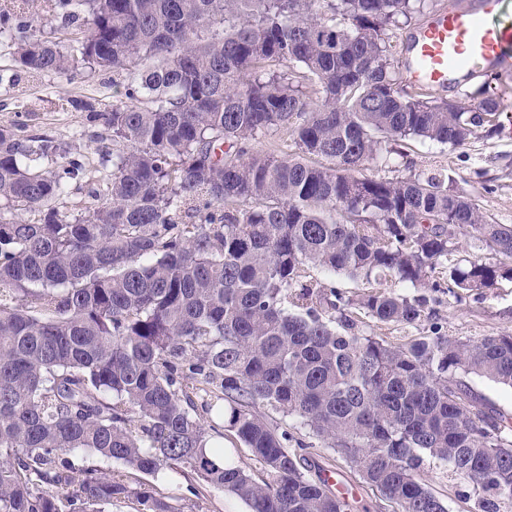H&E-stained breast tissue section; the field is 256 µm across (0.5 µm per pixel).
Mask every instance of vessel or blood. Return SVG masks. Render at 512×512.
Returning a JSON list of instances; mask_svg holds the SVG:
<instances>
[{"instance_id": "b4317fda", "label": "vessel or blood", "mask_w": 512, "mask_h": 512, "mask_svg": "<svg viewBox=\"0 0 512 512\" xmlns=\"http://www.w3.org/2000/svg\"><path fill=\"white\" fill-rule=\"evenodd\" d=\"M501 0L442 7L413 35L406 78L411 88L439 91L467 74L512 61V23L499 15Z\"/></svg>"}]
</instances>
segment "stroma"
<instances>
[{"mask_svg": "<svg viewBox=\"0 0 512 512\" xmlns=\"http://www.w3.org/2000/svg\"><path fill=\"white\" fill-rule=\"evenodd\" d=\"M497 74L492 84H485L477 75L445 93L449 99L467 100L480 90H488L504 106L497 129L478 130L460 147L413 139L399 142L386 158L369 167V176L452 178L453 188L470 197L488 220L512 225V65L498 68ZM121 98L122 89L113 84L108 72L74 82L59 75L39 79L17 76L12 49L7 42H0V126L15 128L20 136L52 134L86 156L91 166H98L100 151L111 149L112 143L101 140L100 123L89 121L86 113L75 110L70 102L92 99L105 106ZM428 297L418 322L382 324L361 315L357 318L359 333L391 342L437 333L462 340L512 333V279L502 278L493 287L457 296L442 288L429 292ZM313 458L324 469L336 471L333 491L346 500L349 512H392L388 502L350 472L331 449L315 447ZM108 467L134 486L171 498L180 512H249L232 493L211 488L191 492L189 479L177 470L146 474L113 461ZM423 475L448 512H474L476 494L468 482L430 458L425 461Z\"/></svg>", "mask_w": 512, "mask_h": 512, "instance_id": "stroma-1", "label": "stroma"}]
</instances>
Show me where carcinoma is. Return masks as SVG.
<instances>
[{"label": "carcinoma", "instance_id": "carcinoma-1", "mask_svg": "<svg viewBox=\"0 0 512 512\" xmlns=\"http://www.w3.org/2000/svg\"><path fill=\"white\" fill-rule=\"evenodd\" d=\"M429 0H0L17 72L70 80L110 70L124 100L95 111L113 149L80 214L58 202L85 170L50 135L0 128V512H178L88 450L140 472L187 469L250 512H348L309 474L313 444L393 512H447L423 454L512 512V423L465 383L512 388V334L389 343L354 312L413 324L427 304L392 290L347 297L304 279L448 292L512 267L448 266L458 236L512 259L494 224L436 177L364 174L392 142L463 146L495 98L406 91L384 31ZM297 152L255 148L262 135ZM68 161L50 170L52 157ZM338 315L340 327L323 314ZM227 427L259 478L208 448ZM56 488L49 493L43 486ZM305 275L307 276L306 280L317 279L321 282L328 283L335 286L337 290L344 293L346 296L350 297L375 289L372 287H377L373 282L367 283L362 279H352L342 274H333L314 268L307 269Z\"/></svg>", "mask_w": 512, "mask_h": 512}]
</instances>
